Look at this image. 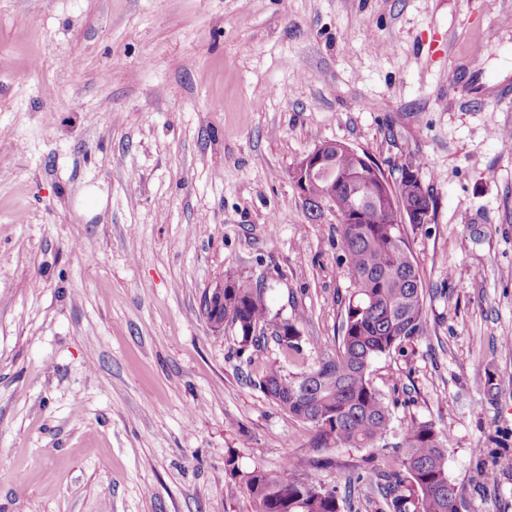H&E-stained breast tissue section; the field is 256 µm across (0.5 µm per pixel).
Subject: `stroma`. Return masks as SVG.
Segmentation results:
<instances>
[{"mask_svg":"<svg viewBox=\"0 0 512 512\" xmlns=\"http://www.w3.org/2000/svg\"><path fill=\"white\" fill-rule=\"evenodd\" d=\"M510 130L512 0H0V512H253L231 455L384 512L356 475L391 451L315 448L257 386L340 343L339 223L288 176L327 140L436 201L404 227L428 332L370 379L447 435L459 512H512ZM222 273L301 355L212 333Z\"/></svg>","mask_w":512,"mask_h":512,"instance_id":"35a3bbf8","label":"stroma"}]
</instances>
